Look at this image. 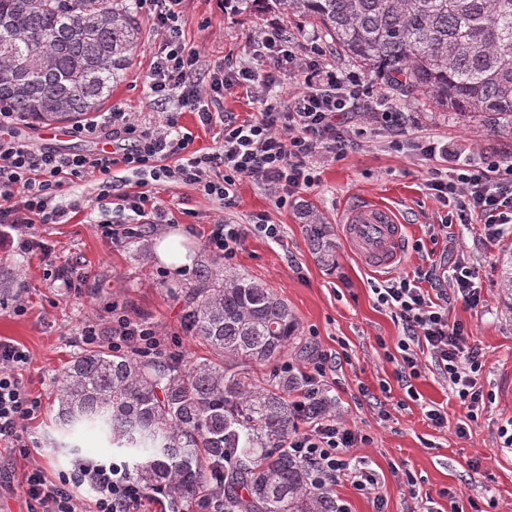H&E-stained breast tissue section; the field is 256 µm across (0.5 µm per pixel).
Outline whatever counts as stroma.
I'll list each match as a JSON object with an SVG mask.
<instances>
[{"mask_svg": "<svg viewBox=\"0 0 512 512\" xmlns=\"http://www.w3.org/2000/svg\"><path fill=\"white\" fill-rule=\"evenodd\" d=\"M179 23L185 42L200 53L202 70L246 58L261 28L270 24L293 30V44L307 51L318 35L311 25L289 20L279 13L241 16L220 0H183ZM141 50L123 81L112 89L110 106L143 113L147 121L164 123L168 113L196 137L195 148L214 152L222 144V126L201 127L195 113L180 111L177 101H152L144 74L160 46L148 16H141ZM391 105L408 112L411 138L428 137L448 145V168L479 163L488 157L512 155V143L499 144L484 137L480 127L467 119L435 108L419 95L391 98ZM429 162L418 151H394L384 131L367 128L360 145L340 161L317 163V183L298 194L295 202L276 207L261 186L242 182L238 204L222 210L196 188L174 182L157 183V196L175 221L147 229L143 239L124 237L113 244L100 220L113 221L115 230L127 227V214L118 198L108 203L95 199L93 179L74 180L68 202L75 212L64 224H34L30 235L52 245L50 258L26 254L15 245L16 230L0 229V263L23 274V312L13 304L0 306V337L25 347L31 363L23 381L42 401L39 417L28 424L32 447L29 459H0V512H27L17 490L26 463L42 465L49 477L70 471L75 459H117L116 450L96 432L77 437L68 448L54 425V390L67 362L81 351L80 332L95 321L110 326L112 308L158 325L165 335L169 357L182 363L209 357L210 352L184 329L182 293L193 287L197 271L212 257L205 244L214 219L236 224L266 218L279 224V238L249 235L232 266L274 288L294 310L300 342L311 350L339 352L343 361L333 367L326 390L336 399V409L352 428L370 434L368 447L350 449V456L365 460L378 482L382 502L359 495L350 484L333 487L331 494L346 501L350 512H512V453L499 449L497 428L512 417V310L506 308L497 288L501 240L486 239L479 225L455 224L447 232L432 234L431 224L441 209L429 194ZM393 207L406 226L409 243L397 275L436 265L443 288H452L454 268L466 261L477 270L476 286L484 303L470 308L453 301L451 319L463 323L470 341L483 353L480 382L492 394L477 424L466 436L455 427L463 417L448 385L435 369H426L414 380L419 393L411 399L398 381L396 361L390 360L402 334L394 316L377 306L371 286L383 280L381 271L368 267L345 240L341 222L347 211L365 201ZM302 201L314 203L333 231L336 265L325 267L309 249L298 211ZM183 234L189 267L173 271L157 254L161 241ZM423 251H415L414 243ZM88 273L94 289L74 293L63 288L57 274L68 269ZM442 406L448 425L439 429L427 418L431 405ZM421 477L420 493L428 502L411 499L401 481L403 471Z\"/></svg>", "mask_w": 512, "mask_h": 512, "instance_id": "1", "label": "stroma"}]
</instances>
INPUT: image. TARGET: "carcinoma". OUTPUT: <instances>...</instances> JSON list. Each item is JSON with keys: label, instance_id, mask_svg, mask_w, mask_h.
Returning <instances> with one entry per match:
<instances>
[{"label": "carcinoma", "instance_id": "1", "mask_svg": "<svg viewBox=\"0 0 512 512\" xmlns=\"http://www.w3.org/2000/svg\"><path fill=\"white\" fill-rule=\"evenodd\" d=\"M239 14L283 12L308 23L336 58L397 93L423 95L444 112L474 118L512 138V0H232ZM0 102L42 124L87 120L100 111L141 44L131 0H0ZM29 65L22 66L21 55ZM310 250L336 264L329 225L302 205ZM498 287L512 310V245L501 251ZM20 275L0 266V301L21 293ZM185 330L211 357L170 358L105 347L72 357L55 390L56 423L76 437L95 430L117 448L146 491L169 512H334L310 467L288 448L306 420L336 410L321 392L297 413L302 378L261 387L249 370L279 361L299 322L262 280L214 261L185 292Z\"/></svg>", "mask_w": 512, "mask_h": 512}]
</instances>
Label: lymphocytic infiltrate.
I'll return each mask as SVG.
<instances>
[{
	"label": "lymphocytic infiltrate",
	"mask_w": 512,
	"mask_h": 512,
	"mask_svg": "<svg viewBox=\"0 0 512 512\" xmlns=\"http://www.w3.org/2000/svg\"><path fill=\"white\" fill-rule=\"evenodd\" d=\"M182 2L137 0L162 40L146 75L148 88L156 101L174 99L180 108L195 112L201 125L222 123L220 151L191 152L193 134L182 131L176 117L153 125L140 113L116 107L73 126L72 132L91 140L119 141L118 150L63 153L20 139L15 132L18 113L0 104V224L20 229L19 250L39 248V241L24 233L34 221L58 224L66 219L70 208L63 200L74 180L92 178L97 201L111 199L112 168L118 164L156 182L174 179L195 186L225 210L235 207L238 184L249 180L264 187L281 208L315 184L317 156L340 160L356 146V133L347 125V115L380 125L391 136V148H400L407 130L403 112L388 106L383 98L371 96L363 74L345 73L327 63L320 47H311L305 54L295 51L279 27L265 28L257 42L255 54L261 65L248 59L219 65L209 81H199L200 53L186 45L179 25ZM286 77L295 79L298 90L280 102L272 93ZM234 87L246 89L260 103L254 116L242 120L221 112L225 90ZM427 188L445 211L441 228L477 220L489 239L503 237L512 229V159L493 158L450 172L432 169ZM433 280L434 272L429 269L411 278L384 280L373 285L372 292L378 306L389 309L402 326L396 343L401 382L421 377L426 365L421 356L429 354L449 392L466 407L467 422H474L492 395L480 383V350L471 344L464 324L448 317V297L456 295L475 308L482 302L481 290L471 269L463 264L455 269L453 293L430 292L428 285ZM104 335L115 350L167 354L154 324L125 314L113 315L110 331L92 321L81 332L88 345ZM29 360L23 346L0 338V453L8 457L27 455L22 431L41 410L40 400L31 396L22 381ZM372 442L371 436L330 415L310 421L303 432L289 439L288 446L311 465L319 487L347 482L359 494L370 496L376 492V482L351 463L347 450ZM81 485L94 493L93 512H146L155 500L130 478L124 466L114 462L79 459L69 472L54 479L34 464L25 469L20 482L29 512H82L74 495L75 487Z\"/></svg>",
	"instance_id": "obj_1"
}]
</instances>
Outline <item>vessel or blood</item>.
Masks as SVG:
<instances>
[{"label":"vessel or blood","instance_id":"1","mask_svg":"<svg viewBox=\"0 0 512 512\" xmlns=\"http://www.w3.org/2000/svg\"><path fill=\"white\" fill-rule=\"evenodd\" d=\"M348 243L370 267L387 269L402 256L405 232L388 205L368 202L349 211L343 220Z\"/></svg>","mask_w":512,"mask_h":512}]
</instances>
